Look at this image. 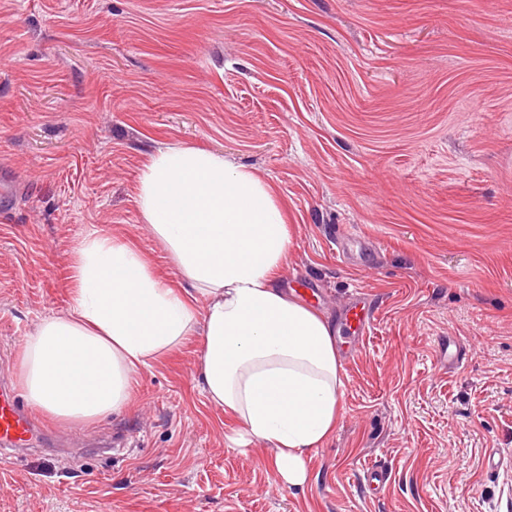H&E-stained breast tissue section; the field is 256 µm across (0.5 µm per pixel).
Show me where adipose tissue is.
<instances>
[{"label":"adipose tissue","instance_id":"adipose-tissue-1","mask_svg":"<svg viewBox=\"0 0 512 512\" xmlns=\"http://www.w3.org/2000/svg\"><path fill=\"white\" fill-rule=\"evenodd\" d=\"M136 204L185 281L157 277L138 247L93 232L74 248L67 311L27 338L17 380L30 407L60 425L129 409L135 374L201 339L199 382L232 416L226 439L271 450L288 488L333 435L343 382L327 319L279 287L292 242L272 186L224 156L158 149Z\"/></svg>","mask_w":512,"mask_h":512}]
</instances>
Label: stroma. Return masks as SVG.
<instances>
[{"label": "stroma", "instance_id": "1", "mask_svg": "<svg viewBox=\"0 0 512 512\" xmlns=\"http://www.w3.org/2000/svg\"><path fill=\"white\" fill-rule=\"evenodd\" d=\"M171 144L273 185L279 282L336 329V431L282 487L225 440L193 336L126 412L33 414L0 512H512V0H0V384L92 231L180 286L135 204ZM372 314L365 311L362 306L358 307L357 304L350 307L345 313V322L353 333L359 334L362 337L366 335L371 328Z\"/></svg>", "mask_w": 512, "mask_h": 512}]
</instances>
